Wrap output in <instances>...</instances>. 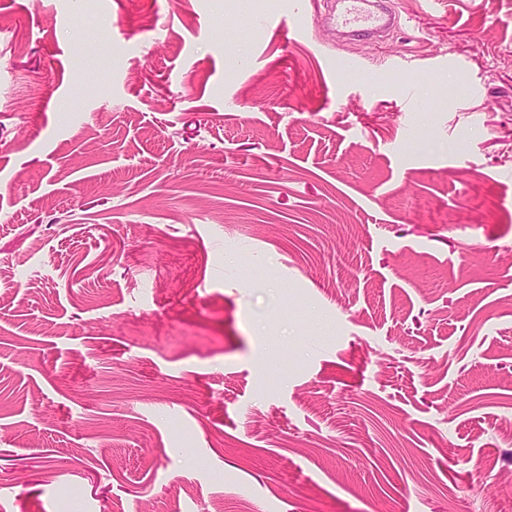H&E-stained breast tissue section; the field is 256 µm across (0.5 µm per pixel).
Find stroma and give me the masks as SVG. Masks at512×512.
<instances>
[{
  "mask_svg": "<svg viewBox=\"0 0 512 512\" xmlns=\"http://www.w3.org/2000/svg\"><path fill=\"white\" fill-rule=\"evenodd\" d=\"M390 2L0 0V512H512V0ZM335 12L336 28L343 33L378 35L395 22L391 11L371 0H337Z\"/></svg>",
  "mask_w": 512,
  "mask_h": 512,
  "instance_id": "1",
  "label": "stroma"
}]
</instances>
